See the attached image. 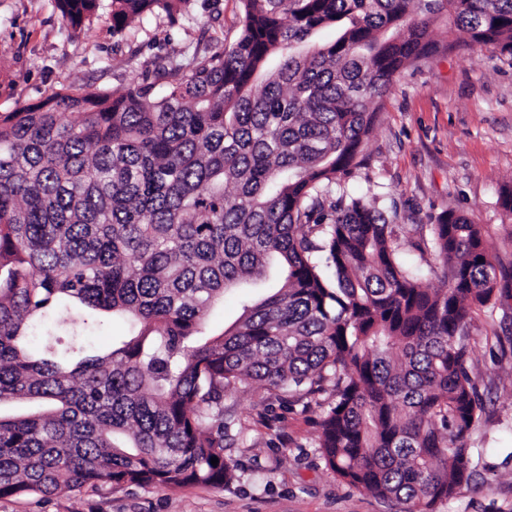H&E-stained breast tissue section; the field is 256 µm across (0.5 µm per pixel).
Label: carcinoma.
Returning a JSON list of instances; mask_svg holds the SVG:
<instances>
[{"label":"carcinoma","instance_id":"cac0c4a2","mask_svg":"<svg viewBox=\"0 0 512 512\" xmlns=\"http://www.w3.org/2000/svg\"><path fill=\"white\" fill-rule=\"evenodd\" d=\"M230 43L160 65V91L62 88L0 113V497L224 486V389L326 392L318 448L351 487L451 499L477 475L475 311L512 289L478 224L415 244L341 187L430 29L512 58V0H240ZM73 36L99 0H53ZM190 0H111L121 33ZM324 28L336 36L307 48ZM241 314L206 319L224 293ZM112 318L131 331L100 349ZM218 458V465L211 458Z\"/></svg>","mask_w":512,"mask_h":512}]
</instances>
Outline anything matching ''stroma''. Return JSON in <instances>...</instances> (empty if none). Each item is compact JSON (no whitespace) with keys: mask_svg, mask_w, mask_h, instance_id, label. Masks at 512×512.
Listing matches in <instances>:
<instances>
[{"mask_svg":"<svg viewBox=\"0 0 512 512\" xmlns=\"http://www.w3.org/2000/svg\"><path fill=\"white\" fill-rule=\"evenodd\" d=\"M239 0H192L176 23L152 16L116 34L94 19L86 34L62 27L51 0H0V113L35 103L61 86L119 89L155 77L154 63L233 40ZM456 49L402 71L364 143L362 165L347 178L359 196L379 194L396 217L407 264L428 287L441 285L443 266L414 245L419 228L443 210L482 225L486 245L512 271V213L498 198L512 186V59L466 46L463 32L432 28ZM473 369L485 412L470 443L479 475L433 512H512V296L476 312ZM320 408L263 386L224 392V423L233 442L224 456L236 466L224 486L175 489L93 487L31 497H1L0 512H409L346 485L318 452Z\"/></svg>","mask_w":512,"mask_h":512,"instance_id":"1","label":"stroma"}]
</instances>
